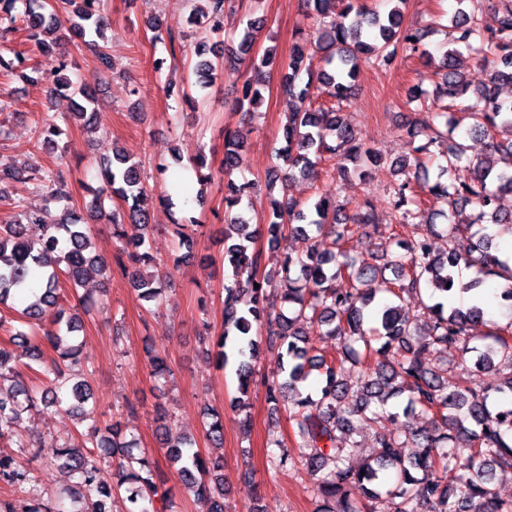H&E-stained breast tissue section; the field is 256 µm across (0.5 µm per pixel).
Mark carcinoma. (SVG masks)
I'll use <instances>...</instances> for the list:
<instances>
[{"label":"carcinoma","mask_w":512,"mask_h":512,"mask_svg":"<svg viewBox=\"0 0 512 512\" xmlns=\"http://www.w3.org/2000/svg\"><path fill=\"white\" fill-rule=\"evenodd\" d=\"M24 12L15 14L17 2ZM470 2L466 12L458 10L452 19L455 36L447 51L435 58L425 49L426 33L404 21L407 0H384L392 7L384 14L364 11L357 0H303L319 22L316 41L303 37L280 71L279 90L292 103L283 125L285 145L277 156L287 170L282 176L269 177L266 187L281 183L282 194L270 200L263 216L264 224L253 225L238 212L242 197L251 188L248 181L235 177L243 166V145L237 134L224 131V156L209 158L204 151L189 158L200 178L224 181V263L231 275L224 282V323L211 356L217 366L236 364L237 395L230 407L243 415L242 426L249 431L251 392L262 387L271 413H288L295 447L294 457L279 439L270 442L274 451L270 462L283 467L301 463L317 477L316 494L322 504L316 512H376L374 503L381 491L397 499L395 512H512V500L501 498L493 482L497 472L512 471V401L489 403L490 390H477L463 379H448L439 369L455 348L464 354H475L478 370H495L505 366L509 376L493 391L512 396V322L498 326L472 344L475 337L468 327L484 319V309L476 302L466 307L447 305L443 301L426 307L428 321L419 324L400 303L402 294L425 287L431 295L450 298L455 292L482 290L491 277L507 284L499 297L512 299V258L493 248L495 236L512 234V212L501 211L500 194L512 193V99L500 96V83L512 84V0H458ZM194 14L207 20V27L195 32L198 61L193 66L195 85L206 87L214 82L218 59H211L208 39L224 30V15L234 7V0H195ZM103 0H0V31L11 32L16 22L24 24L51 69L45 72L52 96L70 93L74 105L68 121L97 128L95 93L78 87L63 75L69 60L60 50L64 33L81 40L95 51L100 68L111 69V59L99 44L108 26L102 13ZM494 10L497 27L484 33L478 15L484 8ZM151 42L169 46L175 54L176 36L171 28L155 18L146 25ZM261 21H246L236 51L225 61L245 62L256 75L245 79L241 95L233 108L246 114L257 111L263 102L257 77L265 76L275 54L256 48ZM473 52L493 68L482 89L469 98L470 85L457 70L460 48ZM419 52L427 63H438L443 70L442 95L460 102L461 111L470 120L469 131L487 139V153L474 162L465 155L461 144L448 147L446 164L438 167L435 181L426 177L421 182L404 180L390 190L395 224L380 228L370 203L343 219L332 192H325L312 208L288 194L287 182L299 175H318L316 159L323 154L337 158L336 170L346 180L363 174L362 166H377L382 157L356 142L354 129L342 112L354 92L360 74V62L390 61L398 49ZM322 53L320 64L315 54ZM323 87L334 105L314 106L311 90ZM415 124L428 131L424 142L413 147L414 164L423 166L422 158L430 157L441 141L435 121L448 118L446 112H434L419 103ZM41 148L55 149L56 138L66 134L56 117L44 113L36 127ZM471 172L467 181L452 179L451 173L461 163ZM69 168L58 163L52 169L32 164H18L0 158V200H7L6 186L23 183L44 196L45 205L61 203L58 218L48 224L46 210L29 209L21 218L0 224V305L14 299L23 288L41 290L35 301L20 314L46 324L34 337L18 331L10 345H0V380L14 378L16 391L6 395L0 389V439H16L20 448H36L41 442L25 439L17 433L21 414L41 403L44 407L60 405L66 393L71 409L81 421L93 418L86 409L92 398L88 381L74 373L83 351L77 338L82 319L77 309L60 305L61 292L74 291L88 279L89 270L104 274L103 288L112 285L120 275L128 279L141 300L157 303L164 292L165 279L156 271L141 273L138 265L152 263L148 244L151 225L139 165L120 149L112 148V159L102 178L104 187L86 212L70 205ZM118 196L126 209L106 211L105 201ZM447 199L448 224H412L408 206H420L425 198ZM469 206L475 214L463 215ZM106 217L112 224L115 250L111 257L92 249L91 225L84 214ZM473 231L477 236L475 251L461 254L450 248L438 254L432 250L435 238L451 237L460 231ZM388 232L399 248L406 251L407 261L392 260L393 278L385 277V268L365 259H355L343 250L345 240L355 234L371 236ZM274 245L289 235L301 240L302 248L282 259L278 270L259 278L262 253L254 248L258 233ZM334 237L335 249L324 246L321 235ZM473 271L463 281L462 271ZM348 278L350 287H336V279ZM259 288H254V284ZM278 297L288 304L289 314H272L270 299ZM313 325L321 336L341 341L340 351L328 358L315 353L306 331ZM276 353L278 371L271 377L257 378L255 361L263 351ZM382 355L387 361L371 367L369 359ZM39 370L51 384L41 397L29 390L23 370ZM359 368L355 382L343 378L344 364ZM322 376L320 385L305 387L312 372ZM407 395L402 412H386L389 399ZM428 417V426L415 428L402 425L403 437L377 434L373 456L353 461L358 442L354 422L369 428L387 415L394 420L411 419L416 413ZM209 421L203 423V437L212 447H223V417L214 409H206ZM165 456L185 481L187 488L209 502L207 512H224V457L204 456L194 449L192 437L163 425ZM417 449L404 456L402 449ZM134 441L125 440L120 424L105 429L93 422L87 428L85 445L74 446L64 440L58 444L57 461L70 473L72 508L63 502L53 505L39 496L30 498L26 512H112V496L124 491L130 503L128 512H153L159 496L155 481L157 470L153 453L148 448L134 454ZM35 482L31 469L9 456H0V486L23 491Z\"/></svg>","instance_id":"carcinoma-1"}]
</instances>
